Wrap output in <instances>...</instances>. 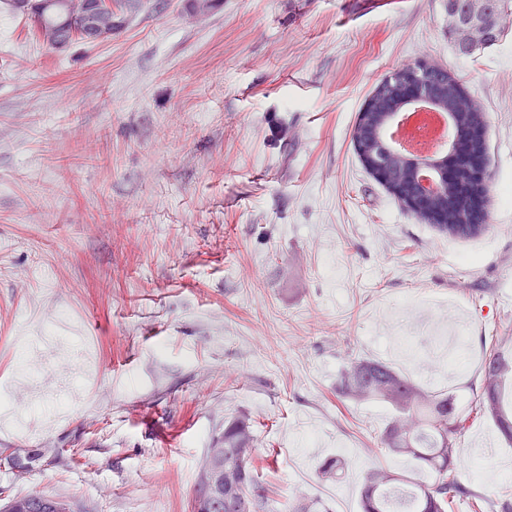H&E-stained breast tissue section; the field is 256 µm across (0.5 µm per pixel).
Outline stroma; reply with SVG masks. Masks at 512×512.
Instances as JSON below:
<instances>
[{
  "instance_id": "35a3bbf8",
  "label": "stroma",
  "mask_w": 512,
  "mask_h": 512,
  "mask_svg": "<svg viewBox=\"0 0 512 512\" xmlns=\"http://www.w3.org/2000/svg\"><path fill=\"white\" fill-rule=\"evenodd\" d=\"M25 22L0 2V504L191 512L246 418L278 512H358L371 469L409 463L380 446L392 408L341 393L351 360L471 407L486 343L512 339V17L469 55L446 0H112L111 38L58 49ZM419 62L484 112L473 238L407 211L352 142ZM445 323L465 348L434 343ZM454 448L487 512L512 501L492 420ZM1 512H73L66 500L46 493L35 492L24 497H16L0 509Z\"/></svg>"
}]
</instances>
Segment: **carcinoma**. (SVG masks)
Returning a JSON list of instances; mask_svg holds the SVG:
<instances>
[{
  "label": "carcinoma",
  "mask_w": 512,
  "mask_h": 512,
  "mask_svg": "<svg viewBox=\"0 0 512 512\" xmlns=\"http://www.w3.org/2000/svg\"><path fill=\"white\" fill-rule=\"evenodd\" d=\"M22 13L40 41L50 47L69 44L77 37L58 12L46 10L33 17L30 12L11 5ZM512 15V0H448V34L463 55L495 44L503 35V19ZM432 100L444 112L455 114L464 126L481 124V110L448 71L437 65L428 67ZM402 107L396 88L376 89L367 112L374 114L376 126ZM466 175L448 186V199L439 208L448 212V222L438 224L440 231L458 238L478 235L481 218L470 214L458 199L459 186ZM512 386V347L492 344L483 375L477 413L488 416L503 440L512 444V406L506 403V389ZM342 393L389 404L397 416L385 430L381 443L388 450L415 462V471H427L430 481L413 478L406 472L371 470L360 493V512H399L397 506L410 505L407 512H449L461 498L474 501L473 512H483L480 499L456 478L453 441L467 428L456 395L451 392L426 393L409 378L378 361L357 359L351 362L341 383ZM255 438L251 423L238 419L224 426V439L208 450L205 466L197 484L196 497L205 504V512H273L258 482L253 466ZM0 512H73L72 505L58 497L35 492L16 497Z\"/></svg>",
  "instance_id": "obj_1"
}]
</instances>
